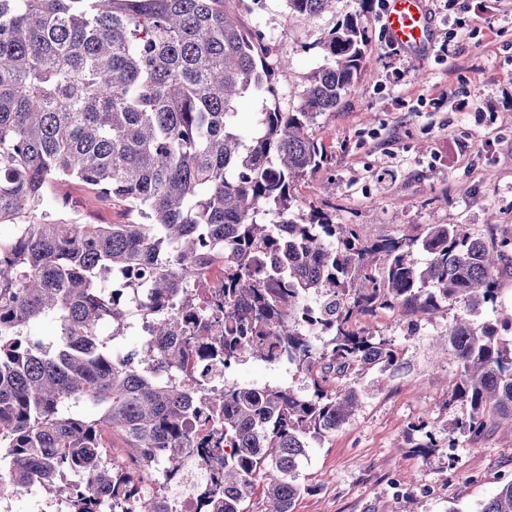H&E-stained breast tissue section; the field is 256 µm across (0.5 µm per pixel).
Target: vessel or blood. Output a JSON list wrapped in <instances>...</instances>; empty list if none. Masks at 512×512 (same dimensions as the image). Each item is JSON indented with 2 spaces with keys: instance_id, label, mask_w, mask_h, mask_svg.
I'll list each match as a JSON object with an SVG mask.
<instances>
[{
  "instance_id": "vessel-or-blood-1",
  "label": "vessel or blood",
  "mask_w": 512,
  "mask_h": 512,
  "mask_svg": "<svg viewBox=\"0 0 512 512\" xmlns=\"http://www.w3.org/2000/svg\"><path fill=\"white\" fill-rule=\"evenodd\" d=\"M383 25L387 38L404 50L428 49L431 24L426 0H387Z\"/></svg>"
}]
</instances>
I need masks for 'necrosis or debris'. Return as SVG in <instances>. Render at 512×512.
Here are the masks:
<instances>
[{
  "label": "necrosis or debris",
  "instance_id": "necrosis-or-debris-1",
  "mask_svg": "<svg viewBox=\"0 0 512 512\" xmlns=\"http://www.w3.org/2000/svg\"><path fill=\"white\" fill-rule=\"evenodd\" d=\"M169 313L180 315L190 336H207L211 327L224 321V265L214 261L189 284L186 297L172 299ZM152 369L165 382L191 384L194 375L205 374L213 387L224 385L223 362L199 357L188 370L170 369L153 363ZM215 426L204 401H197L191 413L188 439L180 446L152 456L149 467L135 474L138 491L130 499L113 502L109 492L89 493L85 485L64 476L61 488L49 498H35L34 512H74L75 503L92 496L94 512H144L149 504L163 512H208L210 491L216 469L224 461L223 443L211 440Z\"/></svg>",
  "mask_w": 512,
  "mask_h": 512
}]
</instances>
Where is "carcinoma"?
I'll use <instances>...</instances> for the list:
<instances>
[{
	"instance_id": "obj_1",
	"label": "carcinoma",
	"mask_w": 512,
	"mask_h": 512,
	"mask_svg": "<svg viewBox=\"0 0 512 512\" xmlns=\"http://www.w3.org/2000/svg\"><path fill=\"white\" fill-rule=\"evenodd\" d=\"M226 0H0V466L20 483L58 490L68 472L88 489L133 496L129 472L107 461L112 437L130 457L174 448L195 393L156 380L145 365L181 368L208 349L206 336L144 344L119 361L95 334L105 315L123 333L120 294L96 281L148 282L155 335L185 327L157 306L180 295L201 261L226 251L224 369L249 360L306 376L291 385L211 389L224 408V493L213 512H294L307 448L334 434L366 395L351 373L393 372L392 341L357 330L379 309L434 314L461 310L446 341L457 361L449 404L469 406L451 432L478 439L512 427V318L496 315V277L512 244L463 224H429L416 239L370 240L333 214L302 211L290 188L328 162L312 126L338 108L368 50L366 12L332 27L326 64L299 105L263 108L242 133L239 101L276 96L290 58L267 62ZM331 0H287L314 18ZM78 180L123 203L137 220L82 224L59 214L52 195ZM424 255L418 261L416 254ZM58 332L33 339L41 321ZM326 336L318 345L313 337ZM479 512H512V479Z\"/></svg>"
}]
</instances>
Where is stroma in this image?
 Masks as SVG:
<instances>
[{
	"label": "stroma",
	"mask_w": 512,
	"mask_h": 512,
	"mask_svg": "<svg viewBox=\"0 0 512 512\" xmlns=\"http://www.w3.org/2000/svg\"><path fill=\"white\" fill-rule=\"evenodd\" d=\"M434 45L422 57L390 49L380 14L367 13L369 47L360 75L336 111L315 128L329 164L295 182L304 209L335 214L372 236H414L428 224H464L475 234L512 240V0H473L445 11L427 0ZM241 27L260 33L271 57L292 64L278 77L277 105L296 107L310 77L324 65L329 30L359 11V0H333L319 18L289 14L285 0H230ZM406 72L390 84L388 68ZM448 99L438 102L440 92ZM471 111H456L454 100ZM56 194L74 203L84 224H121L122 204L99 198L81 182L59 184ZM447 319L389 310L357 317L356 328L392 340L403 365L361 379L366 395L332 436L313 444L300 479L309 493L294 512H478L504 479H512V432L493 430L480 440L450 433L466 409L448 405L456 364L438 338ZM425 423L437 446L425 453L406 437L408 425ZM412 482V495L395 498V479Z\"/></svg>",
	"instance_id": "stroma-1"
}]
</instances>
